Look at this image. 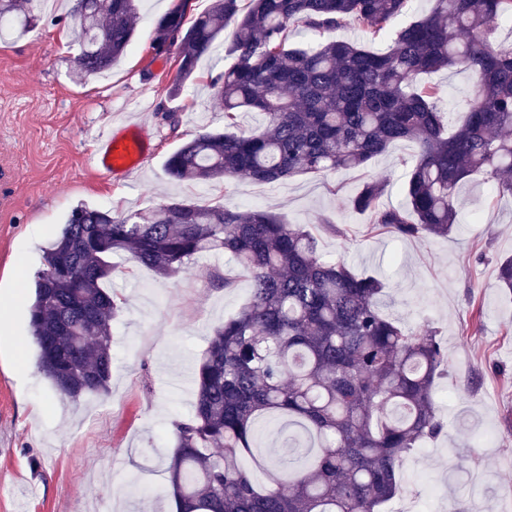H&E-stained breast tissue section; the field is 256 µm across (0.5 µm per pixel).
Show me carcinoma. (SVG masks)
Segmentation results:
<instances>
[{"label": "carcinoma", "instance_id": "cac0c4a2", "mask_svg": "<svg viewBox=\"0 0 512 512\" xmlns=\"http://www.w3.org/2000/svg\"><path fill=\"white\" fill-rule=\"evenodd\" d=\"M24 2L0 0V21L34 28ZM137 2L72 0L77 81L125 54ZM409 2L213 0L189 21L188 0H177L152 43L156 53L175 51L182 83L171 93L181 94L228 29L235 63L210 78L211 99L229 126L244 109L263 114L265 125L197 135L167 157L168 176L274 184L363 168L412 141L419 154L405 206H381L375 181L351 200L371 232L406 239L452 231L468 176L512 195V47L494 40L499 24L512 23V0H434L385 52L340 39L289 44L300 27L321 34L353 25L380 40ZM449 68L469 73L471 83L465 116L446 137L442 88L418 78ZM220 253L248 272L252 295L214 331L195 372L192 413L172 423L175 450L165 465L176 512H382L402 492L404 457L443 430L433 390L447 356L435 333L382 312L378 279L322 258L308 229L276 213L176 199L127 214L76 205L34 282L37 369L65 398L107 393L112 322L123 304L112 292V258L129 254L173 278ZM496 280L512 288V258L497 264ZM278 418L299 432L282 438L279 454L258 453L261 422ZM248 458L262 479L244 467Z\"/></svg>", "mask_w": 512, "mask_h": 512}]
</instances>
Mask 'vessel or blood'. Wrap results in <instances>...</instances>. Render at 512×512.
<instances>
[{
  "label": "vessel or blood",
  "instance_id": "b4317fda",
  "mask_svg": "<svg viewBox=\"0 0 512 512\" xmlns=\"http://www.w3.org/2000/svg\"><path fill=\"white\" fill-rule=\"evenodd\" d=\"M151 154L150 140L141 129L113 128L98 137L92 163L103 176L123 177L146 163Z\"/></svg>",
  "mask_w": 512,
  "mask_h": 512
}]
</instances>
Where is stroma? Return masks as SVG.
Instances as JSON below:
<instances>
[{
  "label": "stroma",
  "mask_w": 512,
  "mask_h": 512,
  "mask_svg": "<svg viewBox=\"0 0 512 512\" xmlns=\"http://www.w3.org/2000/svg\"><path fill=\"white\" fill-rule=\"evenodd\" d=\"M172 5L141 0L124 56L87 83L73 74L78 32L67 0H38L37 27L0 41V163L19 171L7 190L12 204L0 210V316L10 319V340L0 342V512H175L158 493L166 483L161 459L175 447L171 423L192 411L184 373L248 302L249 275L226 254L197 259L176 279L118 259L112 290L125 305L113 324L110 392L76 403L38 372L28 325L35 274L73 207L121 213L172 199L284 215L314 234L325 259L381 278L387 316L437 332L448 357L434 390L445 429L404 459L403 492L387 512H512V291L496 285L498 261L512 256V197L476 175L461 188L449 235L368 234L349 203L374 179L384 186L383 205H405L402 187L418 155L412 142L392 145L361 170L269 185L170 179L171 152L223 130L208 75L233 63L217 49L172 95L175 58L151 49ZM425 80L441 86L446 127L454 129L466 74L444 70ZM128 123L152 137L154 154L122 180L102 179L85 158L99 134ZM214 269L231 273L233 285L210 278ZM16 293L21 302H13Z\"/></svg>",
  "instance_id": "1"
}]
</instances>
